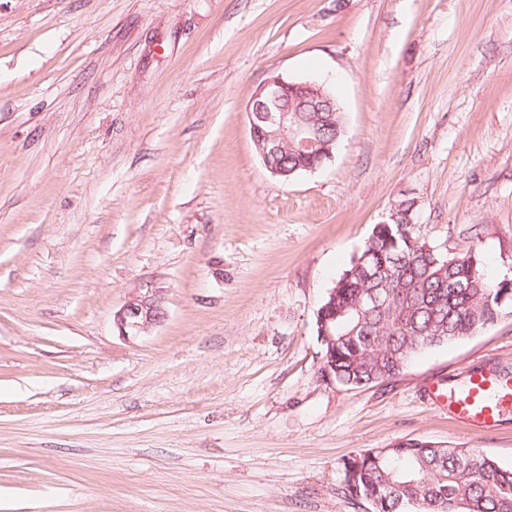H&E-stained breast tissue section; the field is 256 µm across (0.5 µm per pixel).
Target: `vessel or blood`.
<instances>
[{
  "label": "vessel or blood",
  "instance_id": "b4317fda",
  "mask_svg": "<svg viewBox=\"0 0 512 512\" xmlns=\"http://www.w3.org/2000/svg\"><path fill=\"white\" fill-rule=\"evenodd\" d=\"M512 406V381L490 374L470 376L464 389L449 391L448 408L467 426L479 430L496 429L502 410Z\"/></svg>",
  "mask_w": 512,
  "mask_h": 512
}]
</instances>
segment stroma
Returning a JSON list of instances; mask_svg holds the SVG:
<instances>
[{"label": "stroma", "mask_w": 512, "mask_h": 512, "mask_svg": "<svg viewBox=\"0 0 512 512\" xmlns=\"http://www.w3.org/2000/svg\"><path fill=\"white\" fill-rule=\"evenodd\" d=\"M273 74L343 109L288 181L245 112ZM405 199L512 279V0H0V512H370L347 460L414 438L512 467V411L429 396L512 377V308L385 384L320 374L317 311ZM167 313L159 299L136 297L127 301L113 315L120 336H138L164 321ZM512 406V381L491 374H476L462 390L448 392V408L467 426L478 431L495 430L502 410Z\"/></svg>", "instance_id": "stroma-1"}]
</instances>
